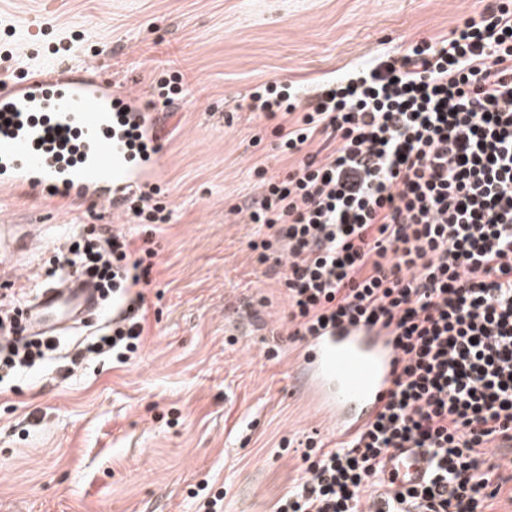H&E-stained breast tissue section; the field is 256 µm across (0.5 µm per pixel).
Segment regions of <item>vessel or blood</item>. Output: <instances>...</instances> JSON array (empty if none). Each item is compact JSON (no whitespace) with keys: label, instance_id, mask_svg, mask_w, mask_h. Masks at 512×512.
I'll list each match as a JSON object with an SVG mask.
<instances>
[{"label":"vessel or blood","instance_id":"1","mask_svg":"<svg viewBox=\"0 0 512 512\" xmlns=\"http://www.w3.org/2000/svg\"><path fill=\"white\" fill-rule=\"evenodd\" d=\"M137 127L155 141V115L139 96L116 99L111 85L92 66L65 65L46 75H23L0 84V188L17 192L48 184L92 204L117 209L159 161H130L126 131ZM39 234L28 229L0 237V277L19 280V257L36 248ZM87 279L68 276L42 288L25 308L34 333L60 334L71 321L100 311ZM386 331L344 323L310 337L300 354L299 376L324 427L351 437L384 404L398 368ZM428 471L420 449L394 451L385 468L393 488L417 486Z\"/></svg>","mask_w":512,"mask_h":512}]
</instances>
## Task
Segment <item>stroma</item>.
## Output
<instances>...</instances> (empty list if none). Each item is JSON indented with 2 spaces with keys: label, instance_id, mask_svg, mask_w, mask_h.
<instances>
[{
  "label": "stroma",
  "instance_id": "obj_1",
  "mask_svg": "<svg viewBox=\"0 0 512 512\" xmlns=\"http://www.w3.org/2000/svg\"><path fill=\"white\" fill-rule=\"evenodd\" d=\"M0 0V79L99 64L116 96L150 97L181 72L184 97L158 113L160 165L146 177L173 211L152 230L147 336L127 363L56 362L0 383V512H196L200 485L224 512H274L302 463L289 443L322 425L296 380L288 298L249 242L238 207L262 167L291 160L247 112L269 81L310 84L374 53L448 35L475 0ZM42 15L41 31L20 24ZM35 224L24 292L84 224L129 223L55 188L0 199V221Z\"/></svg>",
  "mask_w": 512,
  "mask_h": 512
}]
</instances>
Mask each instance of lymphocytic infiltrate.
Instances as JSON below:
<instances>
[{
  "mask_svg": "<svg viewBox=\"0 0 512 512\" xmlns=\"http://www.w3.org/2000/svg\"><path fill=\"white\" fill-rule=\"evenodd\" d=\"M248 111L274 121L285 177L256 174L249 247L272 263L299 338L341 322L394 333L387 401L355 437H308L303 476L275 512H495L512 475V0H480L450 36L377 52L301 88L269 81ZM156 252L125 228L83 227L50 261L96 281L121 312L74 354L126 362L145 343ZM0 303V381L54 360ZM422 448L424 484L377 491L388 456Z\"/></svg>",
  "mask_w": 512,
  "mask_h": 512,
  "instance_id": "obj_1",
  "label": "lymphocytic infiltrate"
}]
</instances>
